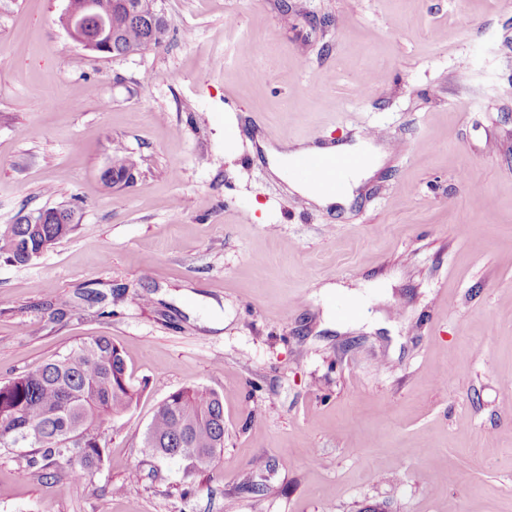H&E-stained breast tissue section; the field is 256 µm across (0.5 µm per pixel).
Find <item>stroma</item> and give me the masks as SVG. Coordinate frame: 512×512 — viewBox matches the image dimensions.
Returning a JSON list of instances; mask_svg holds the SVG:
<instances>
[{
    "label": "stroma",
    "instance_id": "1",
    "mask_svg": "<svg viewBox=\"0 0 512 512\" xmlns=\"http://www.w3.org/2000/svg\"><path fill=\"white\" fill-rule=\"evenodd\" d=\"M68 4L0 0V225L82 206L0 258V382L104 335L142 394L82 483L0 448V512H512V13L158 0L169 40L113 58ZM367 127L396 149L346 209L290 196L259 147ZM119 154L134 178L106 186ZM189 385L224 397L200 471L142 448ZM56 209L48 208L31 215L28 224H21L27 214H19L14 224L1 226L0 255H5L13 263L27 264L55 240L71 235L78 226V220L75 224H51Z\"/></svg>",
    "mask_w": 512,
    "mask_h": 512
}]
</instances>
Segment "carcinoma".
Instances as JSON below:
<instances>
[{"label": "carcinoma", "mask_w": 512, "mask_h": 512, "mask_svg": "<svg viewBox=\"0 0 512 512\" xmlns=\"http://www.w3.org/2000/svg\"><path fill=\"white\" fill-rule=\"evenodd\" d=\"M95 18L108 21L112 57L128 56L164 43L171 23L155 10V0H93ZM136 170L117 156L104 172L106 185L126 184ZM26 215L0 227V255L26 264L42 249L76 230L74 224H26ZM122 350L106 336L83 341L27 374L0 383V447L21 438L32 448L29 468L48 460L70 459V477L83 482L101 468L106 445L99 430L127 412L138 399ZM224 397L197 385L171 393L158 407L143 439L150 456L171 451L174 458L202 468L223 449Z\"/></svg>", "instance_id": "carcinoma-1"}]
</instances>
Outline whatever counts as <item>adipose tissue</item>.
I'll return each mask as SVG.
<instances>
[{"label":"adipose tissue","instance_id":"1","mask_svg":"<svg viewBox=\"0 0 512 512\" xmlns=\"http://www.w3.org/2000/svg\"><path fill=\"white\" fill-rule=\"evenodd\" d=\"M264 152L271 175L285 184L289 194H296L306 203L324 208L333 209L345 207L354 198V191L362 183L379 171L390 152L385 145L375 144L366 140L355 142H342L333 145L321 146L317 144L282 142L278 146H265ZM327 154H358L363 158L360 167L348 172L345 176L344 193L320 187L299 178L295 172L296 162L308 155Z\"/></svg>","mask_w":512,"mask_h":512}]
</instances>
